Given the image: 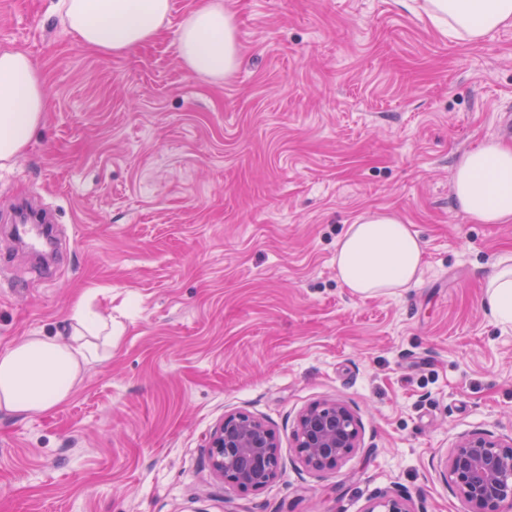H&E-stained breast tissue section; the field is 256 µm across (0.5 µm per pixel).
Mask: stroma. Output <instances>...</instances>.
Segmentation results:
<instances>
[{
  "mask_svg": "<svg viewBox=\"0 0 512 512\" xmlns=\"http://www.w3.org/2000/svg\"><path fill=\"white\" fill-rule=\"evenodd\" d=\"M172 0L125 56L86 48L53 0H0V48L32 55L49 108L0 168V349L67 341L80 295L112 349L63 403L0 410V512H467L440 477L456 440L512 436V325L486 279L511 224H475L452 193L461 157L512 115V27L468 43L399 0H229L240 62L215 82L182 64ZM55 215L56 270L14 234L15 205ZM397 212L421 273L352 293L336 245ZM339 401L362 423L335 471L296 460L297 416ZM245 413L278 438L281 472L243 491L207 441Z\"/></svg>",
  "mask_w": 512,
  "mask_h": 512,
  "instance_id": "35a3bbf8",
  "label": "stroma"
}]
</instances>
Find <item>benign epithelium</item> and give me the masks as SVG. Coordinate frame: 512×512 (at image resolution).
<instances>
[{"mask_svg":"<svg viewBox=\"0 0 512 512\" xmlns=\"http://www.w3.org/2000/svg\"><path fill=\"white\" fill-rule=\"evenodd\" d=\"M361 425L340 402L319 403L304 410L293 433L298 459L309 469H338L357 448ZM212 469L240 490H257L279 474L275 432L262 421L242 413L228 414L208 441ZM467 503L468 512H512V439L483 432L460 436L440 473ZM366 512H412L406 499L387 497Z\"/></svg>","mask_w":512,"mask_h":512,"instance_id":"benign-epithelium-1","label":"benign epithelium"}]
</instances>
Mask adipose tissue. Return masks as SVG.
I'll use <instances>...</instances> for the list:
<instances>
[{
	"label": "adipose tissue",
	"instance_id": "obj_1",
	"mask_svg": "<svg viewBox=\"0 0 512 512\" xmlns=\"http://www.w3.org/2000/svg\"><path fill=\"white\" fill-rule=\"evenodd\" d=\"M74 39L121 56L152 41L168 20L172 0H57ZM418 12L457 39L477 43L512 25V0H421ZM179 56L197 75L220 80L235 71L239 46L233 13L224 0H199L177 31ZM49 107L40 69L27 53L0 49V166L14 163ZM453 195L476 224L512 223V147L488 143L463 155ZM424 245L400 215L357 217L336 247V274L352 293L370 296L405 287L420 273ZM491 315L512 324V253L499 257L487 283ZM68 343L33 336L0 350V409L27 415L64 402L100 355L92 340L111 339L112 323L89 299L69 316Z\"/></svg>",
	"mask_w": 512,
	"mask_h": 512
}]
</instances>
